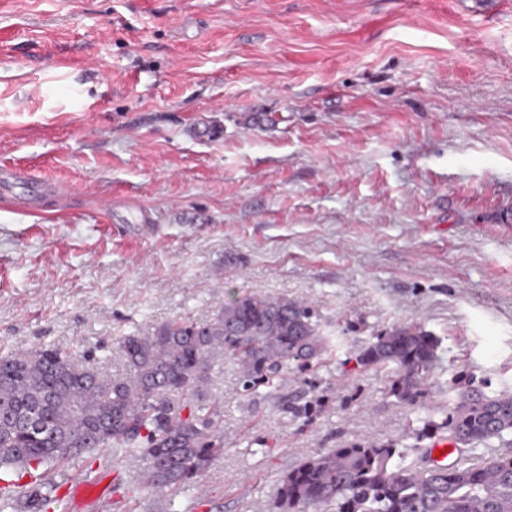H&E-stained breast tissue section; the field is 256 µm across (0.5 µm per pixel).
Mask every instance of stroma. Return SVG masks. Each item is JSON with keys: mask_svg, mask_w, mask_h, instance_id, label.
<instances>
[{"mask_svg": "<svg viewBox=\"0 0 512 512\" xmlns=\"http://www.w3.org/2000/svg\"><path fill=\"white\" fill-rule=\"evenodd\" d=\"M1 166L29 178L0 195V349L113 371L117 337L246 292L332 343L252 393L215 358L224 453L186 488L83 456L54 512L101 481L111 512H273L305 457L417 460L458 375L512 382V0H0ZM397 323L442 341L412 406L355 361Z\"/></svg>", "mask_w": 512, "mask_h": 512, "instance_id": "obj_1", "label": "stroma"}]
</instances>
